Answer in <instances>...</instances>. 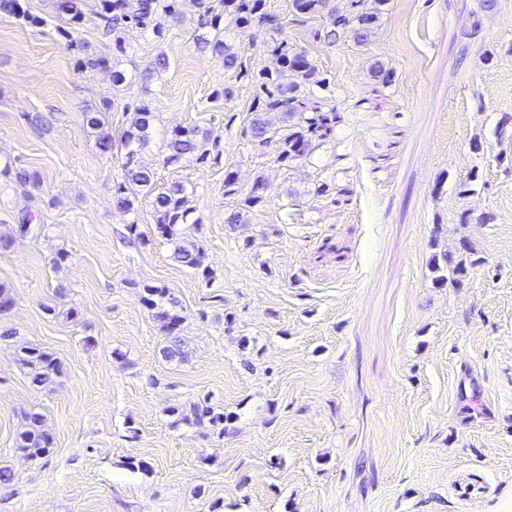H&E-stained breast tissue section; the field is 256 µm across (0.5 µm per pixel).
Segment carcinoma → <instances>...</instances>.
Here are the masks:
<instances>
[{"mask_svg":"<svg viewBox=\"0 0 512 512\" xmlns=\"http://www.w3.org/2000/svg\"><path fill=\"white\" fill-rule=\"evenodd\" d=\"M384 2L349 0L350 10L339 15L336 14L333 0H288V9L293 21L298 23L317 15L325 18L319 38L334 45L350 34L359 43L366 41L383 14ZM181 7L182 0H100L99 16L114 28L133 23L150 26L155 33L161 35L164 32L162 18L177 17ZM205 15L208 19L204 20L202 26L208 28V31L198 39V44L224 56V100H233L237 83L244 78L253 87L254 118L244 130V136L255 147H263L271 140L278 141V159L286 165L306 158L316 142L330 137L340 119L336 106L315 93V89L326 87L328 78L325 73L305 51L288 41L281 19L267 11L266 0H208ZM58 18L64 21L59 31L69 37L67 47L76 48L72 29L85 21L78 0H59ZM224 21L243 31L254 27L268 30L269 39L265 42V49L273 60V68L250 74L230 45L224 42ZM154 120L156 115L149 106H139L135 108L130 124L122 134L126 163L123 179L116 187V203L125 211L133 212L140 197L151 198L158 233L173 240L188 227L200 230V222L193 217L188 205L187 188L183 183L174 181L160 185L151 169L135 165V155L138 148L147 142ZM86 123L96 134V148L104 153L111 151L112 134L104 127L102 111L87 113ZM207 141L208 133L195 126L171 130L166 144L165 163L176 165L183 162H207L211 155L210 150L205 148ZM0 177L8 178L21 187L38 180L37 176L27 170L9 167L0 170ZM266 201V183L258 178L240 200L239 207L225 214L224 223H243V211L260 207ZM177 258L204 281H211L212 272L204 264V254L195 243L190 241L186 246H178ZM435 269L440 272L436 277L440 282L449 278L451 282L460 285L467 276L465 262L450 252L437 259ZM144 290L148 306L155 310V318L168 337L163 356L169 360L183 358V339L179 330L186 317L178 309L168 289L147 285ZM20 362L29 369V382L37 388L52 384L62 373L61 362L36 344L21 347ZM171 413L177 424L206 427L213 433L224 435V412L216 410L206 401L174 406ZM16 444L33 461L50 456L54 440L44 428L40 413L24 414Z\"/></svg>","mask_w":512,"mask_h":512,"instance_id":"1","label":"carcinoma"}]
</instances>
